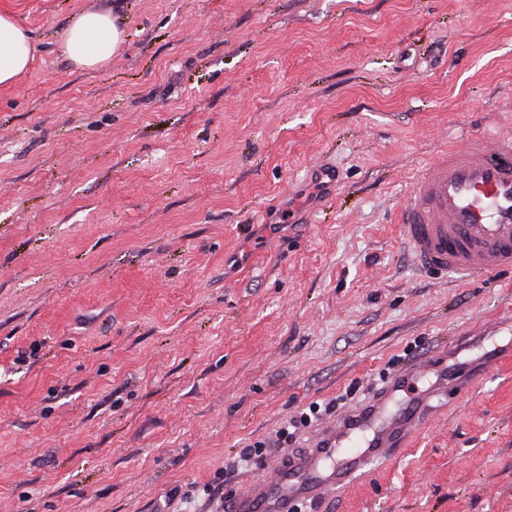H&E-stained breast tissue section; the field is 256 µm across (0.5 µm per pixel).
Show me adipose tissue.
Wrapping results in <instances>:
<instances>
[{"label":"adipose tissue","instance_id":"ef3b65f1","mask_svg":"<svg viewBox=\"0 0 512 512\" xmlns=\"http://www.w3.org/2000/svg\"><path fill=\"white\" fill-rule=\"evenodd\" d=\"M123 42L110 14L86 10L63 31L59 48L76 65L94 68L111 61ZM32 61L27 32L10 16L0 15V86L14 83Z\"/></svg>","mask_w":512,"mask_h":512}]
</instances>
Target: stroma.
<instances>
[{
	"label": "stroma",
	"instance_id": "obj_1",
	"mask_svg": "<svg viewBox=\"0 0 512 512\" xmlns=\"http://www.w3.org/2000/svg\"><path fill=\"white\" fill-rule=\"evenodd\" d=\"M88 9L123 32L96 69L57 46ZM0 14L33 48L0 87V512H221L430 358L461 393L302 512H512V271L421 272L400 217L462 132H512V0Z\"/></svg>",
	"mask_w": 512,
	"mask_h": 512
}]
</instances>
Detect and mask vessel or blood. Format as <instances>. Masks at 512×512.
<instances>
[{"label": "vessel or blood", "mask_w": 512, "mask_h": 512, "mask_svg": "<svg viewBox=\"0 0 512 512\" xmlns=\"http://www.w3.org/2000/svg\"><path fill=\"white\" fill-rule=\"evenodd\" d=\"M403 235L418 266L436 275L483 278L512 270V132L475 135L441 153L412 185ZM422 360L369 399L339 414L306 448L278 462L225 512H294L361 475L400 447L405 435L448 394Z\"/></svg>", "instance_id": "b4317fda"}]
</instances>
